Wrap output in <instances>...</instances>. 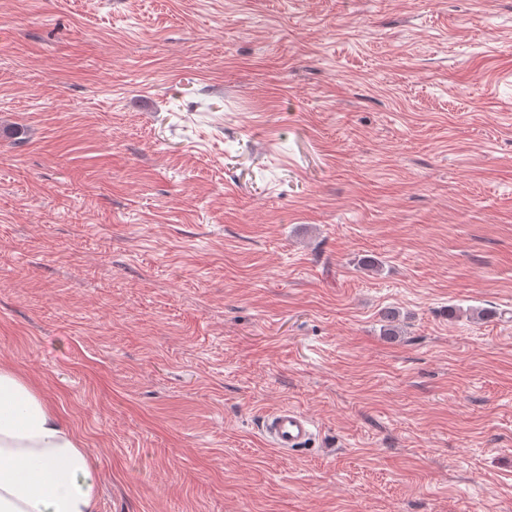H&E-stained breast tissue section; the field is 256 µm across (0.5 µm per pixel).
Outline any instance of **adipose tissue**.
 I'll return each mask as SVG.
<instances>
[{
    "label": "adipose tissue",
    "instance_id": "ef3b65f1",
    "mask_svg": "<svg viewBox=\"0 0 512 512\" xmlns=\"http://www.w3.org/2000/svg\"><path fill=\"white\" fill-rule=\"evenodd\" d=\"M98 470L74 428L0 366V512H97Z\"/></svg>",
    "mask_w": 512,
    "mask_h": 512
}]
</instances>
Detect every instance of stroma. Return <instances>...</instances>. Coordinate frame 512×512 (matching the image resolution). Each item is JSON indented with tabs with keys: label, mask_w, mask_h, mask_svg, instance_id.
Returning <instances> with one entry per match:
<instances>
[{
	"label": "stroma",
	"mask_w": 512,
	"mask_h": 512,
	"mask_svg": "<svg viewBox=\"0 0 512 512\" xmlns=\"http://www.w3.org/2000/svg\"><path fill=\"white\" fill-rule=\"evenodd\" d=\"M0 364L99 512H512V0H0ZM261 427L265 440L283 452L299 451L310 446L317 433V428L308 415L288 406L265 414Z\"/></svg>",
	"instance_id": "1"
}]
</instances>
